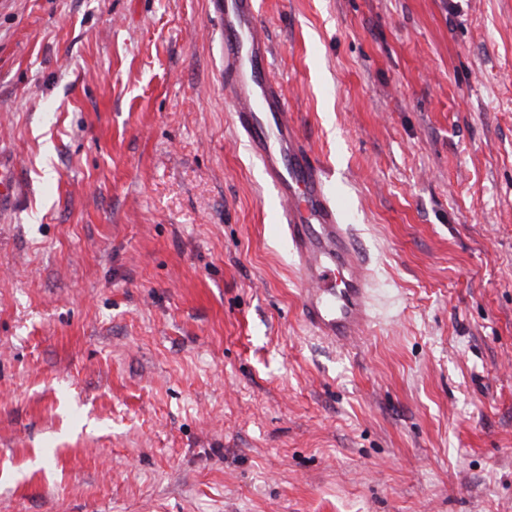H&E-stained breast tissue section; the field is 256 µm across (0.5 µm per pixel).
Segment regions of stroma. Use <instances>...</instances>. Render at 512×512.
<instances>
[{
	"mask_svg": "<svg viewBox=\"0 0 512 512\" xmlns=\"http://www.w3.org/2000/svg\"><path fill=\"white\" fill-rule=\"evenodd\" d=\"M373 272L300 318L212 0H0V512H512V0H258Z\"/></svg>",
	"mask_w": 512,
	"mask_h": 512,
	"instance_id": "obj_1",
	"label": "stroma"
}]
</instances>
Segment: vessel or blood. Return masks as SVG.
I'll list each match as a JSON object with an SVG mask.
<instances>
[{
	"instance_id": "b4317fda",
	"label": "vessel or blood",
	"mask_w": 512,
	"mask_h": 512,
	"mask_svg": "<svg viewBox=\"0 0 512 512\" xmlns=\"http://www.w3.org/2000/svg\"><path fill=\"white\" fill-rule=\"evenodd\" d=\"M224 20V91L278 204L301 282V317L312 335L335 346L371 328L372 273L331 193L327 168L302 136L281 84L267 75L266 30L257 0H213Z\"/></svg>"
}]
</instances>
